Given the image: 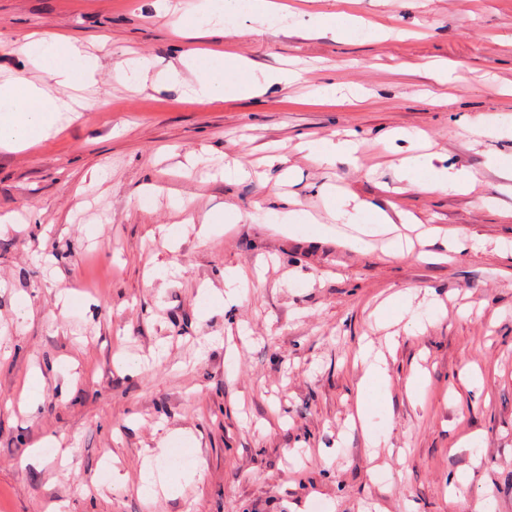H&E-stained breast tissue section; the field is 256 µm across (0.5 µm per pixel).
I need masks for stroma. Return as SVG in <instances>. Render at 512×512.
<instances>
[{
  "mask_svg": "<svg viewBox=\"0 0 512 512\" xmlns=\"http://www.w3.org/2000/svg\"><path fill=\"white\" fill-rule=\"evenodd\" d=\"M286 2L288 30L274 35L244 15L179 30L164 0H0V73L42 79L20 44L54 31L99 63L94 109L25 149L0 147V512H478L487 501L512 512V257L496 250L512 241V180L488 165L512 156V138L467 133L481 117L512 126V0ZM319 13L363 23L306 35ZM199 47L307 66L266 97L211 104L114 78L138 56L164 70ZM436 61L456 83L434 82ZM333 83L363 87L366 101L329 100ZM395 128L424 140L381 143ZM350 131L356 162L307 160L304 143ZM412 153L472 171L474 192L409 187L399 164ZM273 154L290 184L266 165ZM226 159L250 178H222ZM330 184L485 247L428 263L250 218L282 209L285 192L324 216ZM225 212L240 221L205 235ZM173 224L183 233L171 244L161 229ZM238 268L264 279L237 305L205 306ZM405 290L446 310L390 350L375 312ZM364 336L389 363L388 388L369 393L371 424L388 431L377 448L349 419ZM32 377L41 402L26 412ZM147 461L179 493L143 492ZM376 466L387 479L371 480ZM460 472L470 482L449 499Z\"/></svg>",
  "mask_w": 512,
  "mask_h": 512,
  "instance_id": "1",
  "label": "stroma"
}]
</instances>
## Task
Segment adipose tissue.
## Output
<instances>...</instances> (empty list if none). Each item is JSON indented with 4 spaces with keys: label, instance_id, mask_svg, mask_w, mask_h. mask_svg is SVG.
Here are the masks:
<instances>
[{
    "label": "adipose tissue",
    "instance_id": "ef3b65f1",
    "mask_svg": "<svg viewBox=\"0 0 512 512\" xmlns=\"http://www.w3.org/2000/svg\"><path fill=\"white\" fill-rule=\"evenodd\" d=\"M246 14L253 21L275 27L283 17L276 0H199L192 9L193 22L217 26L225 18ZM21 49L48 76L49 80L72 89L68 98L51 95L24 77H0V146H27L44 139L61 116L90 111L94 102L85 90L97 82L98 59L83 44L66 34L52 32L33 40L24 39ZM300 71L257 67L247 57L225 58L218 50H189L180 66L155 71L152 59L130 60L116 71L118 80L139 84L152 82L157 87H175L187 97L201 102L224 99H254L271 89L297 81ZM403 178L424 192H469L475 182L473 172L451 166H438L429 159L405 158ZM331 223L317 226L319 236L336 238L343 245L360 251L371 239L389 237V252L395 256L409 254L410 248L395 236V224L382 209L351 205L347 196L330 189L325 193Z\"/></svg>",
    "mask_w": 512,
    "mask_h": 512
}]
</instances>
